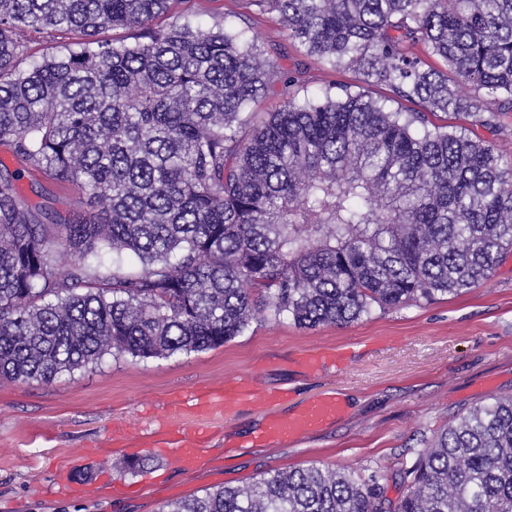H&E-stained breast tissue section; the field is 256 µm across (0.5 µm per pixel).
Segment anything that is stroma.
<instances>
[{"label": "stroma", "instance_id": "35a3bbf8", "mask_svg": "<svg viewBox=\"0 0 512 512\" xmlns=\"http://www.w3.org/2000/svg\"><path fill=\"white\" fill-rule=\"evenodd\" d=\"M208 30L231 20L246 29L270 58L301 68L299 94L332 83L360 82L353 70H335L304 56L277 20L246 0H178L172 16ZM172 16L158 18L157 26ZM29 201L52 207L63 220L81 210L78 189L60 191L48 177L22 178ZM340 349L342 364L306 369L308 354ZM246 377L260 392L232 416L217 413L176 420L178 429L203 425L204 462L183 470L161 456L168 447L140 452V472L121 470L127 455L112 440L151 437L171 401L234 377ZM284 390L287 402L272 406L266 395ZM329 393L346 410L323 429L274 448H255L251 437L269 412L295 413L315 396ZM512 395V252L484 283L460 294L398 309H373L356 322L313 329L293 322L258 321L224 346L165 359L106 358L63 376L0 384V512H166L173 502L206 490L241 485L267 473L311 464L377 475L383 498L397 502L406 486L400 470L425 441L454 419L494 397ZM89 486L88 494L62 498L55 471ZM122 479V496L108 478Z\"/></svg>", "mask_w": 512, "mask_h": 512}]
</instances>
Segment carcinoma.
<instances>
[{
	"instance_id": "obj_1",
	"label": "carcinoma",
	"mask_w": 512,
	"mask_h": 512,
	"mask_svg": "<svg viewBox=\"0 0 512 512\" xmlns=\"http://www.w3.org/2000/svg\"><path fill=\"white\" fill-rule=\"evenodd\" d=\"M173 2L0 0V143L89 208L58 224L0 182V383L200 352L255 320L346 325L490 277L512 249V157L475 128L512 112V0H251L363 75L271 113L257 94L297 74L227 22L153 26ZM25 29L77 41L24 66ZM401 477L393 512H512V396ZM167 512L387 510L376 477L311 465Z\"/></svg>"
}]
</instances>
